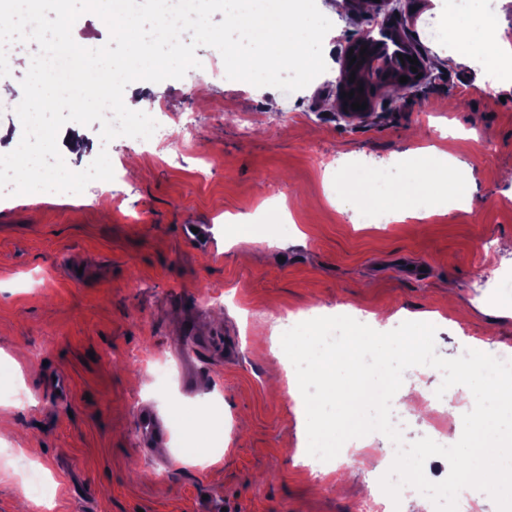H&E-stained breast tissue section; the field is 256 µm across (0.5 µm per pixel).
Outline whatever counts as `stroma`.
Masks as SVG:
<instances>
[{
	"label": "stroma",
	"instance_id": "1",
	"mask_svg": "<svg viewBox=\"0 0 512 512\" xmlns=\"http://www.w3.org/2000/svg\"><path fill=\"white\" fill-rule=\"evenodd\" d=\"M384 20L355 6L340 13L324 34L326 81L277 70L289 93L274 111L262 86L222 71L141 82L139 94L164 108L150 139L105 144L99 124L63 127L79 143L67 166L83 170L104 149L112 181L80 194L0 190V388L25 393L0 400V512H17L27 494L13 473L22 461L47 476L50 512H204L224 499L235 512H355L379 481L374 467L307 475L303 398L269 390L286 376L272 324L284 311L377 312L386 331L436 312L440 356L473 345L512 354V181L502 177L512 86L482 88L474 66L435 67L390 110L340 119L345 49ZM37 51L8 49L0 155L23 135L13 103L25 71L14 62ZM451 130L463 135L468 205L440 200L423 219L367 224L337 198L348 164L398 179L405 169L392 156L440 145ZM184 224L210 225L208 246L185 240ZM484 265L495 269L486 289L476 282ZM194 315L218 340L188 356L180 346ZM60 374L65 397L51 386ZM146 406L167 430L156 460L136 431Z\"/></svg>",
	"mask_w": 512,
	"mask_h": 512
}]
</instances>
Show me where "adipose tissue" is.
Listing matches in <instances>:
<instances>
[{
  "label": "adipose tissue",
  "instance_id": "ef3b65f1",
  "mask_svg": "<svg viewBox=\"0 0 512 512\" xmlns=\"http://www.w3.org/2000/svg\"><path fill=\"white\" fill-rule=\"evenodd\" d=\"M344 6L345 0H334L325 13L296 16L272 10L267 0H228L225 21L242 32L251 47L244 55L235 46H228L225 57L234 70L265 85L271 94V108H279L282 97L272 57H279L281 65L295 67L301 78H308L311 70L324 62L316 49L322 19L338 16ZM444 37L454 45L447 53L449 65L474 62L490 75L512 62V32L499 19L479 32L454 27L446 30ZM435 183V171L428 167L413 169L407 178L392 184L379 182L377 174L361 171L349 176L344 196L349 205L361 211L371 208L378 196H385L393 205L395 220L400 221L421 215L420 204L429 199Z\"/></svg>",
  "mask_w": 512,
  "mask_h": 512
}]
</instances>
